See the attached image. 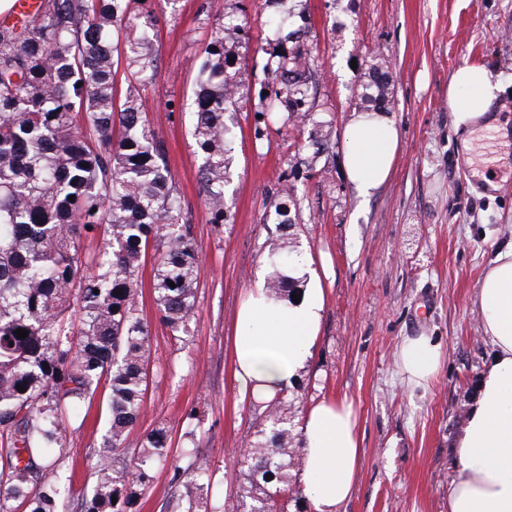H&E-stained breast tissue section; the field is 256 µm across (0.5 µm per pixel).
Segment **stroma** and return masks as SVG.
I'll list each match as a JSON object with an SVG mask.
<instances>
[{"instance_id":"1","label":"stroma","mask_w":512,"mask_h":512,"mask_svg":"<svg viewBox=\"0 0 512 512\" xmlns=\"http://www.w3.org/2000/svg\"><path fill=\"white\" fill-rule=\"evenodd\" d=\"M157 18L158 76L140 92L141 110L157 126L181 193L183 214L202 255L188 345L160 323L149 282L139 299L153 336L146 411L127 443L163 425L171 452L189 462L191 449L215 470L213 501L241 480L231 455L264 427L262 405L242 401L233 378L230 337L250 288L268 270L269 232L262 219L283 188L308 275L327 298L301 387L288 390L297 415L327 398L358 411L362 461L356 489L341 512H448L461 424L492 349L473 304L483 268L512 246V149L479 174L468 161L448 111V81L460 67L484 64L512 115V0H308L319 70L311 93L313 121L287 133L253 136V104L265 80L258 46L275 39L263 24L265 0H141ZM245 22L240 44L234 177L225 189L229 220L209 224L190 132L200 51L214 15ZM393 74L389 114L401 150L388 182L362 198L345 176L344 128L356 110L371 64ZM324 133L319 156L296 152L293 139ZM427 335L445 361L428 388H409L396 366L400 342ZM107 387L86 401L85 423L63 435L67 456L97 450ZM200 425L187 437L184 415Z\"/></svg>"}]
</instances>
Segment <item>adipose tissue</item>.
Segmentation results:
<instances>
[{"label": "adipose tissue", "mask_w": 512, "mask_h": 512, "mask_svg": "<svg viewBox=\"0 0 512 512\" xmlns=\"http://www.w3.org/2000/svg\"><path fill=\"white\" fill-rule=\"evenodd\" d=\"M500 91L480 64L451 75L448 110L463 144H470L480 128L505 138V123L482 120ZM344 138L346 177L359 195L370 196L393 170L398 128L387 112L358 113L347 123ZM324 304L320 288L303 291L295 303L271 298L260 283L249 290L232 338L234 377L243 396L264 403L296 382L311 355ZM475 307L494 357L460 431L448 512H512V250L490 261ZM444 359L443 347L432 337H407L397 351V368L408 386L426 388ZM300 432L302 475L312 510L339 512L353 494L361 465L358 415L347 400L324 399L306 411Z\"/></svg>", "instance_id": "adipose-tissue-1"}]
</instances>
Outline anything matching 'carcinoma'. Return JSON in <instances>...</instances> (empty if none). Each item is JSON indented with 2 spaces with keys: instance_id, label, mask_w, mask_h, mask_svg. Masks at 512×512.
I'll list each match as a JSON object with an SVG mask.
<instances>
[{
  "instance_id": "obj_1",
  "label": "carcinoma",
  "mask_w": 512,
  "mask_h": 512,
  "mask_svg": "<svg viewBox=\"0 0 512 512\" xmlns=\"http://www.w3.org/2000/svg\"><path fill=\"white\" fill-rule=\"evenodd\" d=\"M137 2L44 0L23 27L0 24V512H65L74 499L76 512H139L165 466L181 489L166 512H288L301 496V455L284 394L265 405L267 427L234 450L242 481L219 506L208 498L209 462L196 454L181 465L166 428L126 447L145 411L153 350L139 309L141 270L151 263L159 321L185 343L201 267L158 132L138 105V88L157 76V58L154 16ZM268 2L275 8L268 24L298 22L260 47L267 81L255 105L259 138L274 118L284 127L310 117L317 67L305 10L294 12L293 0ZM245 39L244 24L218 16L193 89L192 136L208 223L215 225L229 219L224 188L233 175L236 47ZM391 78L388 68L371 66L360 107L389 102ZM265 222L278 233L266 289L289 299L302 284L286 274L300 254L279 243L295 227L287 203L275 204ZM87 239L101 245L90 253ZM18 328L28 336L17 338ZM103 383L107 426L99 450L87 457L94 483L77 491L56 450L67 423Z\"/></svg>"
}]
</instances>
